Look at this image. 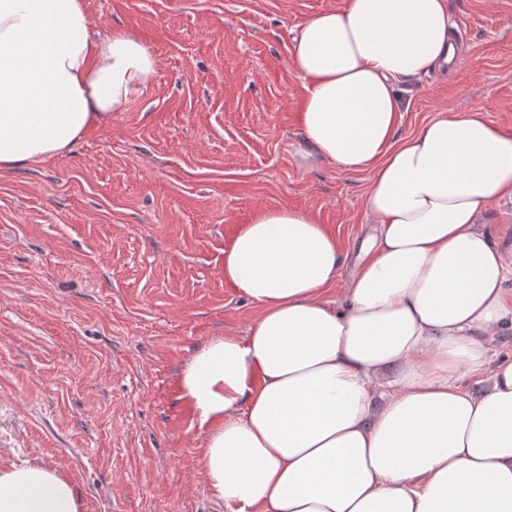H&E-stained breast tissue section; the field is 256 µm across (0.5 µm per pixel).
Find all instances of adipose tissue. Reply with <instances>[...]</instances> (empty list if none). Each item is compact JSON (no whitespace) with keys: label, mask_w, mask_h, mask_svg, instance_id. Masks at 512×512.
Returning <instances> with one entry per match:
<instances>
[{"label":"adipose tissue","mask_w":512,"mask_h":512,"mask_svg":"<svg viewBox=\"0 0 512 512\" xmlns=\"http://www.w3.org/2000/svg\"><path fill=\"white\" fill-rule=\"evenodd\" d=\"M448 0H346L296 31L297 154L365 172L356 257L309 211H253L224 281L258 309L178 385L201 465L231 512H512V136L443 110L396 141L401 82L458 62ZM156 72L126 30L93 36L84 0H0V169L61 155ZM346 279L342 301L329 292ZM0 512H82L73 483L0 467Z\"/></svg>","instance_id":"adipose-tissue-1"}]
</instances>
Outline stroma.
I'll use <instances>...</instances> for the list:
<instances>
[{"instance_id":"35a3bbf8","label":"stroma","mask_w":512,"mask_h":512,"mask_svg":"<svg viewBox=\"0 0 512 512\" xmlns=\"http://www.w3.org/2000/svg\"><path fill=\"white\" fill-rule=\"evenodd\" d=\"M136 33L152 84L64 155L0 171V464L66 475L84 512H226L178 387L209 338L257 309L224 281L249 214L312 212L352 250L365 172L301 166L297 28L345 0H85ZM464 63L403 86L397 139L439 110L512 135V0H448Z\"/></svg>"}]
</instances>
